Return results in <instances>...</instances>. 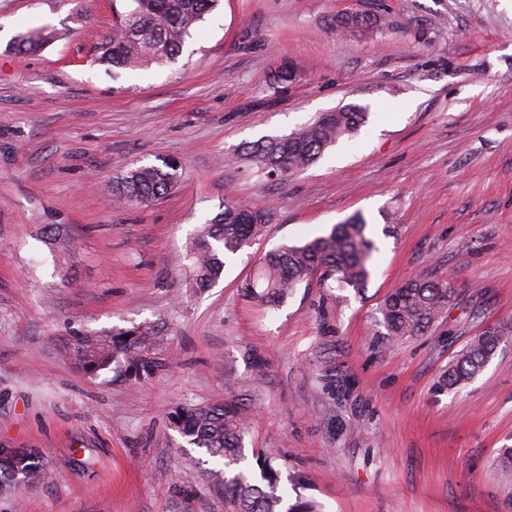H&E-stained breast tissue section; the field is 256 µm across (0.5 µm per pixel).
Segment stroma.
Returning a JSON list of instances; mask_svg holds the SVG:
<instances>
[{
    "mask_svg": "<svg viewBox=\"0 0 512 512\" xmlns=\"http://www.w3.org/2000/svg\"><path fill=\"white\" fill-rule=\"evenodd\" d=\"M358 10L369 37L332 25ZM50 41L17 54L14 40ZM112 0H0V441L36 449L53 480L0 512H224L201 451L169 414L239 403L245 470L275 453L280 490L320 512H512V338L458 390L437 381L487 325L512 323V0H221L174 60L113 75L96 62ZM291 62L297 81L267 77ZM350 104L367 123L287 181L237 150ZM179 159L150 206H116L129 166ZM273 209L264 236L192 285L187 251L226 199ZM377 246L362 291L299 285L279 307L242 282L282 245L354 215ZM63 234L52 249L43 232ZM413 276L459 303L388 343L374 316ZM153 326L158 342L87 375L76 336Z\"/></svg>",
    "mask_w": 512,
    "mask_h": 512,
    "instance_id": "1",
    "label": "stroma"
}]
</instances>
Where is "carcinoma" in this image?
<instances>
[{
	"label": "carcinoma",
	"mask_w": 512,
	"mask_h": 512,
	"mask_svg": "<svg viewBox=\"0 0 512 512\" xmlns=\"http://www.w3.org/2000/svg\"><path fill=\"white\" fill-rule=\"evenodd\" d=\"M219 2L112 0L117 21L100 60L128 70L163 64L179 55L191 29ZM334 24L345 32L362 35L374 31L378 19L363 13L361 20L353 22L343 13ZM295 81V69L286 65L269 77L274 88ZM367 118L366 108L356 104L324 112L289 134L244 144L239 156L265 178L284 181L315 163L340 137L358 131ZM181 178L182 171L171 169L165 162L136 165L112 180V194L124 205H149L170 193ZM271 217L268 207L224 204V211L204 226L188 250L196 287L215 284L224 273L226 258L261 237ZM366 227L362 217L354 216L327 235L301 245H283L266 254L242 288L268 304L284 301L298 285L314 278L360 291L369 280V261L376 251L374 242L365 234ZM459 297V290L449 278L408 279L384 298L377 310L376 326L388 342L422 336L457 304ZM511 336V323L480 332L448 363L440 386L452 390L474 379ZM155 342L154 328L138 326L111 336H81L63 349L83 373L96 375L122 356L149 350ZM171 426L187 444L203 448L209 456L222 461V468L210 470L209 475L214 484L224 487V512H317L311 501L284 506V497L277 493L278 471L272 466V454H265L263 460L266 490L237 470L246 423L236 405H183L171 415ZM45 473L39 453L25 448H0V490L16 487L22 478L29 482L41 479Z\"/></svg>",
	"instance_id": "carcinoma-1"
}]
</instances>
